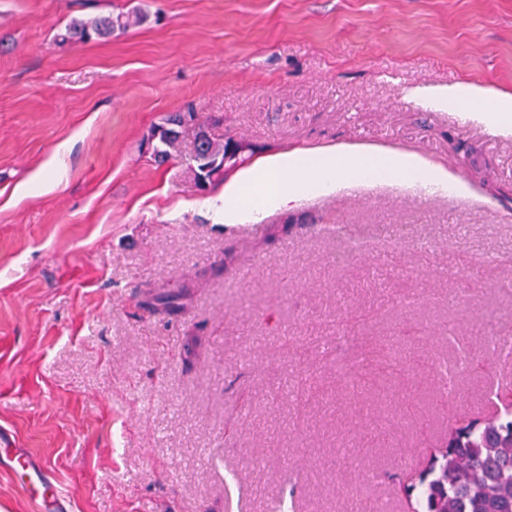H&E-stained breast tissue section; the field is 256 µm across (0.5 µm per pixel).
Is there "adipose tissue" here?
Listing matches in <instances>:
<instances>
[{"label": "adipose tissue", "instance_id": "adipose-tissue-1", "mask_svg": "<svg viewBox=\"0 0 512 512\" xmlns=\"http://www.w3.org/2000/svg\"><path fill=\"white\" fill-rule=\"evenodd\" d=\"M406 95L435 110L469 108L494 129L512 132L511 94L458 83L415 87ZM382 183L454 197L468 192L447 168L429 164L416 154L333 146L312 155L293 151L262 158L225 184L218 196L208 199L207 207L223 223L255 224L269 211L292 207L309 197Z\"/></svg>", "mask_w": 512, "mask_h": 512}]
</instances>
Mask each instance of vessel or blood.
Masks as SVG:
<instances>
[{
    "mask_svg": "<svg viewBox=\"0 0 512 512\" xmlns=\"http://www.w3.org/2000/svg\"><path fill=\"white\" fill-rule=\"evenodd\" d=\"M0 461L25 479L38 512H68V503L57 493L51 473L28 454L13 450L11 439L0 435Z\"/></svg>",
    "mask_w": 512,
    "mask_h": 512,
    "instance_id": "1",
    "label": "vessel or blood"
}]
</instances>
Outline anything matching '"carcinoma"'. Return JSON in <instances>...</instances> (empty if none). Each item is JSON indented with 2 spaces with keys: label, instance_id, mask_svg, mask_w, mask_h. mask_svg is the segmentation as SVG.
<instances>
[{
  "label": "carcinoma",
  "instance_id": "cac0c4a2",
  "mask_svg": "<svg viewBox=\"0 0 512 512\" xmlns=\"http://www.w3.org/2000/svg\"><path fill=\"white\" fill-rule=\"evenodd\" d=\"M147 20L148 14L140 11L74 20L58 40L70 44L106 40ZM188 127L197 132L187 168L201 191L254 154V147L244 140L212 136L189 106L152 128L150 138L157 140L152 161L163 165L175 159L183 129ZM495 397L496 414L451 424L448 442L438 449L430 467L403 486L411 512H512V390Z\"/></svg>",
  "mask_w": 512,
  "mask_h": 512
}]
</instances>
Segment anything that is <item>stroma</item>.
Returning <instances> with one entry per match:
<instances>
[{
	"label": "stroma",
	"mask_w": 512,
	"mask_h": 512,
	"mask_svg": "<svg viewBox=\"0 0 512 512\" xmlns=\"http://www.w3.org/2000/svg\"><path fill=\"white\" fill-rule=\"evenodd\" d=\"M135 10L110 40H54ZM456 81L512 94V0H0V433L70 512H406L399 476L512 387L488 356L437 389L462 342L512 341V134L403 95ZM189 103L263 157L407 151L470 195L218 224L193 131L166 165L142 149ZM349 232L379 239L338 258Z\"/></svg>",
	"instance_id": "obj_1"
}]
</instances>
